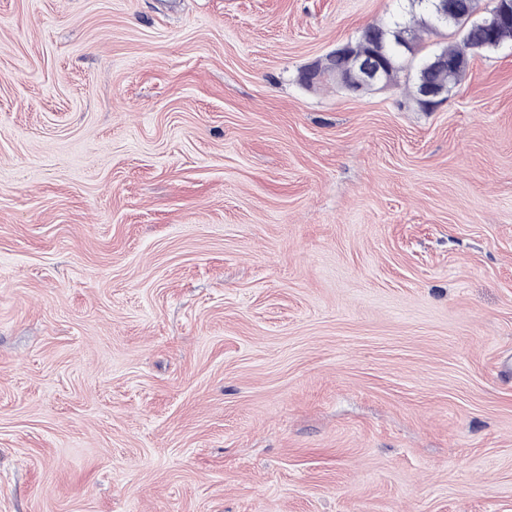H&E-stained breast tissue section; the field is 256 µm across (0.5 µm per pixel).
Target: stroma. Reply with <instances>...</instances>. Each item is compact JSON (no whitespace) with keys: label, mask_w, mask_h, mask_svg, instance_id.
I'll list each match as a JSON object with an SVG mask.
<instances>
[{"label":"stroma","mask_w":512,"mask_h":512,"mask_svg":"<svg viewBox=\"0 0 512 512\" xmlns=\"http://www.w3.org/2000/svg\"><path fill=\"white\" fill-rule=\"evenodd\" d=\"M403 5L0 0V512H512V43L298 81ZM368 36L375 42V51L354 56L353 69L356 76L340 82L341 88L349 92V95H360L367 91L364 88H385L388 59L385 53L384 39L381 34L374 31H369Z\"/></svg>","instance_id":"1"}]
</instances>
